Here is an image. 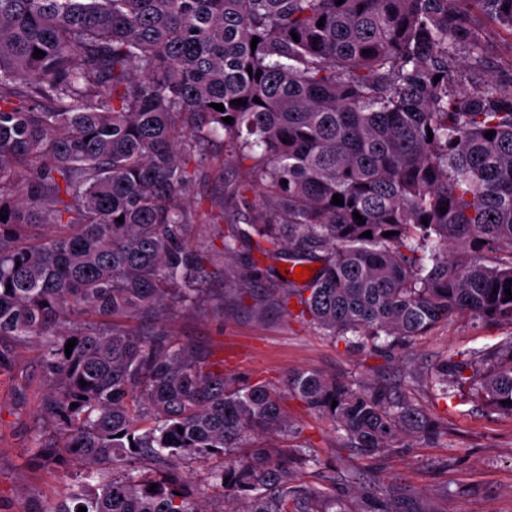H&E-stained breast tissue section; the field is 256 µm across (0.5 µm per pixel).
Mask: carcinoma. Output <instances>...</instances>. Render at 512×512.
Instances as JSON below:
<instances>
[{"mask_svg":"<svg viewBox=\"0 0 512 512\" xmlns=\"http://www.w3.org/2000/svg\"><path fill=\"white\" fill-rule=\"evenodd\" d=\"M477 13L512 35V0H0V365L3 346H37L49 388L31 460L84 465L33 512H206L181 473L153 480L140 463L297 434L281 396L234 385L164 327L205 297L212 256L234 277L245 240L321 267L242 292L374 353L461 314L512 325V89L455 78L457 48L482 63ZM221 134L224 159L247 164L237 193L261 204L215 253L190 246L187 196ZM432 383L512 416V339L447 359ZM287 388L362 454L446 433L386 385L298 371ZM210 479L222 512H431L348 473L351 508L267 447Z\"/></svg>","mask_w":512,"mask_h":512,"instance_id":"obj_1","label":"carcinoma"}]
</instances>
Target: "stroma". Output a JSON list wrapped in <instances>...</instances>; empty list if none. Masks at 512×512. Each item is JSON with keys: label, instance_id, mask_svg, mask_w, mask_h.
Wrapping results in <instances>:
<instances>
[{"label": "stroma", "instance_id": "35a3bbf8", "mask_svg": "<svg viewBox=\"0 0 512 512\" xmlns=\"http://www.w3.org/2000/svg\"><path fill=\"white\" fill-rule=\"evenodd\" d=\"M483 62L475 66L466 50H458L457 82L471 90L489 78L512 86V39L497 26L484 24ZM219 163L205 181L193 185L199 201L192 245L220 242L239 204L234 184L242 182L243 167L223 163L224 145L215 142ZM208 299L198 306L175 307L167 322L181 341L208 346L224 362L226 378L239 383L260 382L284 392V406L301 430L291 446L309 449L315 461L299 473L310 487L349 491L344 472L367 480L393 482L426 499L433 512H512V416L491 412L476 396L441 399L430 378L447 357L491 350L512 339V326L490 325L459 316L434 327L411 345L396 344L389 352L371 354L326 336L273 304L254 307L236 301L224 282V262L206 267ZM307 370L329 379L362 384L384 383L397 388L424 413L445 418L448 433L438 440L414 442L397 453L366 456L344 448L333 424L298 398L285 392L290 373ZM48 385L34 345H17L0 366V512H30L55 501L63 479L30 460L33 421ZM221 458L183 462L192 493L208 512L223 505L219 490L207 484L209 471Z\"/></svg>", "mask_w": 512, "mask_h": 512}]
</instances>
